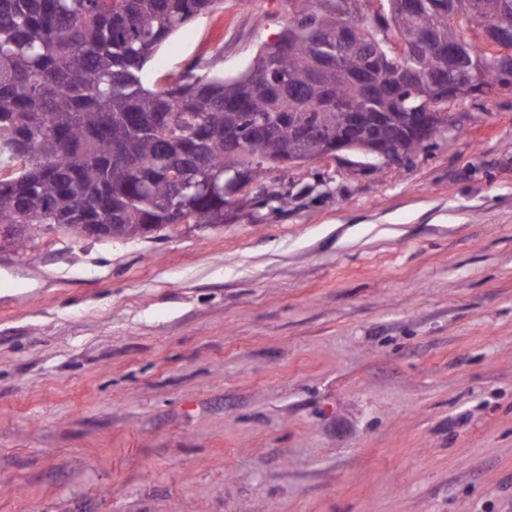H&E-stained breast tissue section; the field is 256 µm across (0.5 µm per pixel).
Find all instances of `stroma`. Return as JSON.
<instances>
[{"mask_svg":"<svg viewBox=\"0 0 512 512\" xmlns=\"http://www.w3.org/2000/svg\"><path fill=\"white\" fill-rule=\"evenodd\" d=\"M302 8L222 0L146 78L240 76ZM450 111L220 224L0 247V512H512V90Z\"/></svg>","mask_w":512,"mask_h":512,"instance_id":"stroma-1","label":"stroma"}]
</instances>
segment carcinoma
I'll return each mask as SVG.
<instances>
[{"instance_id": "1", "label": "carcinoma", "mask_w": 512, "mask_h": 512, "mask_svg": "<svg viewBox=\"0 0 512 512\" xmlns=\"http://www.w3.org/2000/svg\"><path fill=\"white\" fill-rule=\"evenodd\" d=\"M307 3L279 37L262 47L247 72L226 79L192 64L154 87L143 69L177 30L211 12L220 0H0V242L23 249L56 228L128 238L172 224L224 221V184L260 179L295 151L318 159L326 126L345 151L388 142L405 153L425 147L413 113H437L429 138L448 122V96L433 91L442 59L416 58L405 45L433 30L466 57L484 58L463 91L470 98L500 83L501 74L476 32V21L508 18L506 0H475L478 14L455 21L425 0L407 12L384 0L383 13L359 18L360 34L341 53L333 35L336 11ZM338 65L321 66L326 55ZM383 61L368 85L352 77ZM266 135L255 137L258 122ZM236 145L224 144V127Z\"/></svg>"}]
</instances>
